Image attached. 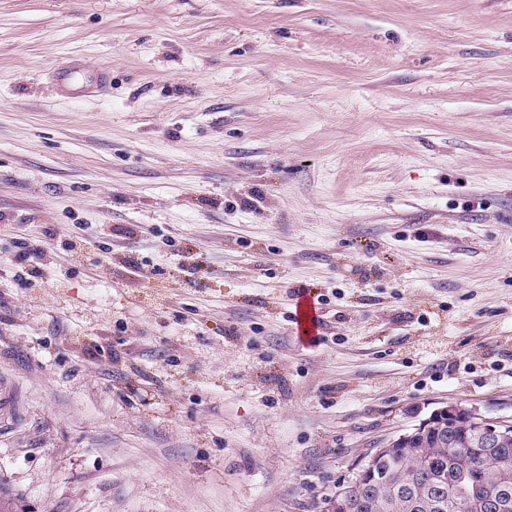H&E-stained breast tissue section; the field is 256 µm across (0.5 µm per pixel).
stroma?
Returning a JSON list of instances; mask_svg holds the SVG:
<instances>
[{"instance_id":"stroma-1","label":"stroma","mask_w":512,"mask_h":512,"mask_svg":"<svg viewBox=\"0 0 512 512\" xmlns=\"http://www.w3.org/2000/svg\"><path fill=\"white\" fill-rule=\"evenodd\" d=\"M1 376L25 512H324L512 417V0H0Z\"/></svg>"}]
</instances>
